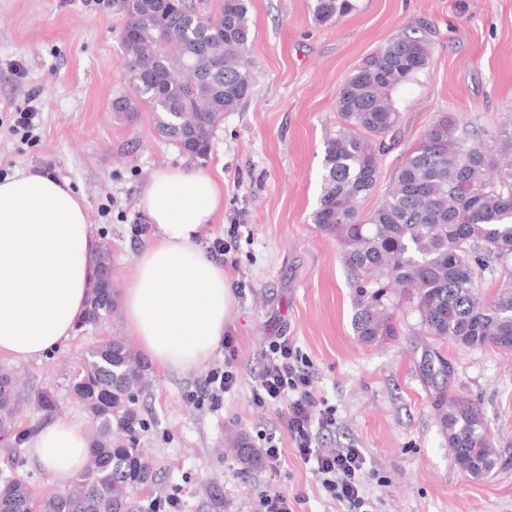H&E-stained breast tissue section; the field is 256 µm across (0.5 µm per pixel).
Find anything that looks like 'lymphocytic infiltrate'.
I'll return each mask as SVG.
<instances>
[{
	"label": "lymphocytic infiltrate",
	"mask_w": 512,
	"mask_h": 512,
	"mask_svg": "<svg viewBox=\"0 0 512 512\" xmlns=\"http://www.w3.org/2000/svg\"><path fill=\"white\" fill-rule=\"evenodd\" d=\"M263 370L252 389V403L278 415L279 430L265 434L261 453L269 465H277L280 443L289 439L296 456L309 468L326 496L345 506L346 512H364L367 500L363 477L367 468L364 449L324 448L321 433L335 429L336 408L319 396L307 358L293 338L277 337L263 352ZM238 382L235 356L213 362L206 370L200 390L188 392L192 404L209 403L220 409L225 393Z\"/></svg>",
	"instance_id": "obj_1"
}]
</instances>
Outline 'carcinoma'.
<instances>
[{"label":"carcinoma","mask_w":512,"mask_h":512,"mask_svg":"<svg viewBox=\"0 0 512 512\" xmlns=\"http://www.w3.org/2000/svg\"><path fill=\"white\" fill-rule=\"evenodd\" d=\"M356 0H314L323 23L337 22ZM122 44L137 98L120 95L117 112L145 104L158 134L202 160L226 112L249 96V57L255 38L249 0H222L202 13L187 0H121ZM429 43L404 34L388 40L351 71L336 100V130L324 140L322 188L313 221L339 242L353 291L352 329L366 347L393 341L407 329L435 344L512 351V113L486 137L442 112L406 155L385 199L369 211L380 156L397 135L400 112L392 92L424 72ZM80 326L112 314V265L99 250ZM494 279L486 296L482 283ZM431 381L450 366L424 354ZM147 366L114 336L88 352L70 391L89 413L95 434L89 466L73 489L35 503L22 480L0 472V512H133L131 498L151 486L155 472L140 435L146 428L139 397ZM49 414L45 391L22 397L0 369V444L16 450L29 435L17 426L24 403ZM435 412L458 468L481 477L497 465L494 439L472 400L439 391Z\"/></svg>","instance_id":"1"}]
</instances>
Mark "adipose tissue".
<instances>
[{
  "instance_id": "ef3b65f1",
  "label": "adipose tissue",
  "mask_w": 512,
  "mask_h": 512,
  "mask_svg": "<svg viewBox=\"0 0 512 512\" xmlns=\"http://www.w3.org/2000/svg\"><path fill=\"white\" fill-rule=\"evenodd\" d=\"M141 203L155 233L124 280L125 318L158 367L202 364L234 302L223 266L197 243L224 191L207 175L165 167L153 172ZM98 248L83 199L68 184L35 172L0 180V355L26 361L69 342ZM28 451L64 480L84 470L89 438L82 422L58 419L29 440Z\"/></svg>"
}]
</instances>
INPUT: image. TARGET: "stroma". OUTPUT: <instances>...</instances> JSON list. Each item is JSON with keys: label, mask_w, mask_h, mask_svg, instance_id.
<instances>
[{"label": "stroma", "mask_w": 512, "mask_h": 512, "mask_svg": "<svg viewBox=\"0 0 512 512\" xmlns=\"http://www.w3.org/2000/svg\"><path fill=\"white\" fill-rule=\"evenodd\" d=\"M313 0H250L256 31L250 51V96L216 128L207 159L164 142L148 108L120 115L113 99L128 92L119 0H0V179L52 167L82 196L100 245L112 257V282L122 289L129 265L150 241L142 190L158 168L182 166L213 177L224 205L202 231L200 247L234 235V264L225 265L234 296L226 334L233 336L239 381L217 411L193 405L204 366L181 371L150 367L140 398L141 434L156 473L136 493L134 512L179 489L186 512H257L259 495L274 488L300 496L299 512H342L284 445L277 466L244 468L229 454L243 436L260 447L274 412L258 413L252 388L269 337H291L311 363L315 388L336 407L329 448L354 446L368 458L364 485L371 512H512V352L441 345L454 365L449 392L483 410L495 437L498 466L476 478L456 466L435 417V386L422 369L425 344L410 335L361 346L351 326L352 290L335 237L312 221L321 192L323 143L336 127V99L362 58L402 34L425 37L428 69L395 93L398 134L380 157L375 189L385 198L395 173L428 125L443 112L491 133L512 112V0H357L338 22L317 21ZM38 92L42 121L30 138L12 116ZM138 338L122 308L77 329L48 355L0 366L18 374L21 394L51 392L54 415L25 407L21 428L52 419L88 421L69 393L74 368L96 344ZM38 496L66 483L30 456L11 466Z\"/></svg>", "instance_id": "1"}]
</instances>
